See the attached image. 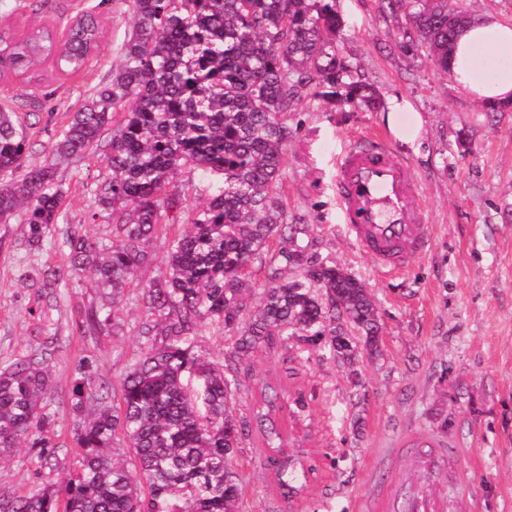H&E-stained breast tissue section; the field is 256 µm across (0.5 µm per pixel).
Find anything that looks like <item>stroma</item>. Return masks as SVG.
<instances>
[{
    "label": "stroma",
    "mask_w": 512,
    "mask_h": 512,
    "mask_svg": "<svg viewBox=\"0 0 512 512\" xmlns=\"http://www.w3.org/2000/svg\"><path fill=\"white\" fill-rule=\"evenodd\" d=\"M91 5L103 35L87 69L60 76L46 65L41 84H11L16 112L32 125L29 162L43 161L83 100L111 80L133 18L125 0H40L33 10L0 0V25L19 31L41 23L64 28ZM336 8L344 23L336 47L373 84L381 106L342 108L311 96L288 112L280 194L289 223L310 225L309 252L365 284L378 311L381 353L361 355L348 367L327 346L292 342L251 360L240 376L238 416L251 418L262 381L287 378L289 392L305 401L288 407L290 447L315 471L300 495L284 500L260 463L257 437L249 436L236 456L245 484L242 512H370L400 487L420 484L446 489L448 512H512V107L490 116L486 104L426 54L405 55L399 45L407 10L385 12L379 0H336ZM396 97L412 105L397 115L411 139L393 146L420 183L430 243L404 271L386 275L340 221L336 163L350 137L387 130L386 107ZM103 171L100 163L61 165L69 220L83 221L87 199L80 184ZM167 193L196 209L211 189L199 172L185 168ZM27 236L26 225L0 224V367L48 354L57 454L70 460L77 453L71 382L90 357L100 377L118 383L144 345L139 295L164 279L167 257L161 244L153 245L119 306L116 331L90 335L82 328L87 312L110 296L87 272L56 307L29 317L38 301L26 271L50 266L64 272L69 262L50 241L32 246ZM415 435L452 448V469H425L421 449L408 444ZM46 478L27 449L0 462V492L27 495Z\"/></svg>",
    "instance_id": "obj_1"
}]
</instances>
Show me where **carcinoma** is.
I'll return each instance as SVG.
<instances>
[{
    "label": "carcinoma",
    "mask_w": 512,
    "mask_h": 512,
    "mask_svg": "<svg viewBox=\"0 0 512 512\" xmlns=\"http://www.w3.org/2000/svg\"><path fill=\"white\" fill-rule=\"evenodd\" d=\"M134 30L109 83L88 97L57 137L49 159L25 163L29 126L0 102V223L28 226V243L53 237L70 269H37L26 279L46 308L89 272L123 297L165 225L168 276L140 296L147 320L136 361L114 386L88 358L69 395L72 462L56 455L55 419L47 410L50 366L31 358L0 368V456L25 444L38 470L62 475L24 497L0 495V512H241L243 481L233 459L248 432L236 414L238 368L276 343L322 341L351 365L379 352L378 312L368 289L347 269L308 256L298 243L307 224L287 222L279 185L290 137L283 116L309 92L357 108L378 103L374 87L336 51L343 19L336 0H127ZM409 7L401 48H423L451 71L458 33L472 18L453 16L448 0H381L393 13ZM102 37L87 14L66 39L48 26L0 31V77L38 76L49 61L59 74L87 64ZM112 130L108 173L83 184L91 210L112 216V242L88 237L62 217L67 198L57 163L96 159L93 147ZM201 171L217 189L200 209L166 196L182 168ZM276 251L268 250L272 238ZM267 269L262 297L245 312L255 264ZM112 311L93 310L87 330L102 332ZM210 321L232 340L225 363L197 351L196 329ZM288 393L264 385L256 419L264 465L280 495L296 493L288 428ZM125 448L134 463L116 456Z\"/></svg>",
    "instance_id": "obj_1"
}]
</instances>
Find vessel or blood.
<instances>
[{
  "label": "vessel or blood",
  "instance_id": "1",
  "mask_svg": "<svg viewBox=\"0 0 512 512\" xmlns=\"http://www.w3.org/2000/svg\"><path fill=\"white\" fill-rule=\"evenodd\" d=\"M418 196L415 175L381 134L354 141L338 159L340 219L355 246L382 269L401 271L409 259L428 247V227Z\"/></svg>",
  "mask_w": 512,
  "mask_h": 512
}]
</instances>
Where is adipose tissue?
Instances as JSON below:
<instances>
[{
  "label": "adipose tissue",
  "instance_id": "adipose-tissue-1",
  "mask_svg": "<svg viewBox=\"0 0 512 512\" xmlns=\"http://www.w3.org/2000/svg\"><path fill=\"white\" fill-rule=\"evenodd\" d=\"M480 48L499 55L512 52V23L492 14L483 15L460 32L453 58L456 82L474 99L488 105L512 103V69L491 74L479 70L475 52Z\"/></svg>",
  "mask_w": 512,
  "mask_h": 512
}]
</instances>
